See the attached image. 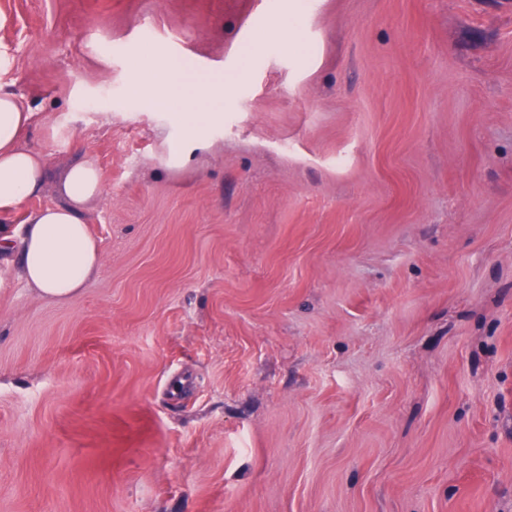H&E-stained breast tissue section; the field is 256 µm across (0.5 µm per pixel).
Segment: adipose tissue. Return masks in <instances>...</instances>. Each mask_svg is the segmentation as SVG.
Listing matches in <instances>:
<instances>
[{"mask_svg":"<svg viewBox=\"0 0 512 512\" xmlns=\"http://www.w3.org/2000/svg\"><path fill=\"white\" fill-rule=\"evenodd\" d=\"M224 96L223 81L212 83L207 97L191 93L155 98L162 107L175 109L188 130L206 127L213 118L212 102ZM32 115L14 93L0 87V214H10L36 194L45 179V156L26 147L23 138ZM102 191L94 160L71 166L62 181L64 204L30 213L17 255L20 272L38 296L66 302L78 296L101 266L100 251L89 234L81 207Z\"/></svg>","mask_w":512,"mask_h":512,"instance_id":"1","label":"adipose tissue"}]
</instances>
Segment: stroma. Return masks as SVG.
Here are the masks:
<instances>
[{
	"instance_id": "1",
	"label": "stroma",
	"mask_w": 512,
	"mask_h": 512,
	"mask_svg": "<svg viewBox=\"0 0 512 512\" xmlns=\"http://www.w3.org/2000/svg\"><path fill=\"white\" fill-rule=\"evenodd\" d=\"M0 85V225L103 185L79 297L0 259V512H512V0H0ZM32 119L14 93L0 87V214H10L36 194L45 179V156L26 147ZM158 103L164 108L175 109L190 134L206 127L213 118V112H216L197 93L186 94L178 100L167 93H160L155 98V104Z\"/></svg>"
}]
</instances>
